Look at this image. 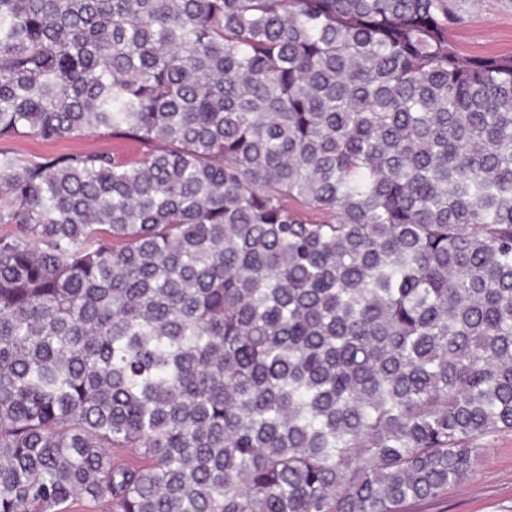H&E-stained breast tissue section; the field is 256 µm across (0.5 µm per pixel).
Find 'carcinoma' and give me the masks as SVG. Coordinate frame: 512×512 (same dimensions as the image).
<instances>
[{"label": "carcinoma", "instance_id": "1", "mask_svg": "<svg viewBox=\"0 0 512 512\" xmlns=\"http://www.w3.org/2000/svg\"><path fill=\"white\" fill-rule=\"evenodd\" d=\"M457 20L0 0V139L155 144L0 148V512H401L512 432V55ZM0 148L10 149L32 159L73 151H105L121 160L132 161L154 149V145L128 137L91 134L79 140L54 142L33 137L4 138L0 139Z\"/></svg>", "mask_w": 512, "mask_h": 512}]
</instances>
